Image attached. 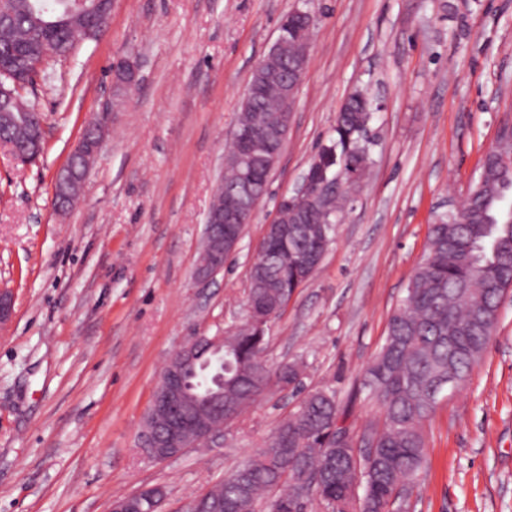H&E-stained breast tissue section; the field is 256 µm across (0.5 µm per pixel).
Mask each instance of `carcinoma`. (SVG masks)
<instances>
[{
	"instance_id": "obj_1",
	"label": "carcinoma",
	"mask_w": 512,
	"mask_h": 512,
	"mask_svg": "<svg viewBox=\"0 0 512 512\" xmlns=\"http://www.w3.org/2000/svg\"><path fill=\"white\" fill-rule=\"evenodd\" d=\"M7 21L0 26V60L27 55L40 42L57 54H70L83 30L76 22L97 14L95 0H0ZM281 105L272 87L264 88L251 111L271 112ZM15 121L0 129L9 141L30 134L21 113L35 103L15 100ZM372 102L352 94L336 117V147L330 160L343 179L371 161L373 144L360 135L361 114ZM327 145V146H329ZM327 146L319 153L327 155ZM512 192V146L488 151L477 181L462 208L438 214L430 225L426 254L414 271L401 304L391 313L384 344L363 375V388L381 407L379 422L368 428L375 456H364L348 430L336 426L339 410L334 394L309 391L285 417L255 455L216 485L224 495V512H258L264 496L275 492L270 512H289L288 501L308 486L309 474L321 481L312 497L325 512H392L397 486L413 479L424 460L422 425L435 412L448 379L463 385L482 357L498 320L502 295L512 288V216L505 210ZM342 211L313 216L311 224H290L288 233L264 240L254 273L248 277L253 308L279 311L307 281L303 258L320 257L333 240ZM264 336L248 324L224 334V353H207L189 382L206 391L217 374L224 375V401L242 415L275 385L302 387L299 364L270 371L261 354Z\"/></svg>"
}]
</instances>
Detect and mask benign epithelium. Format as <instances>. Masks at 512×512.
<instances>
[{
	"instance_id": "obj_1",
	"label": "benign epithelium",
	"mask_w": 512,
	"mask_h": 512,
	"mask_svg": "<svg viewBox=\"0 0 512 512\" xmlns=\"http://www.w3.org/2000/svg\"><path fill=\"white\" fill-rule=\"evenodd\" d=\"M288 22H282L279 34L268 53L256 64L243 97V106L252 105L251 94L266 86L270 80L279 85L281 98L288 107L281 116L273 119L265 114H255L244 127H238L232 136L235 146L225 154V169L241 175L242 185L224 194H215L211 201L202 248L195 265L194 280L206 284L224 269V253L236 251L242 234H224V225L251 223L262 195L254 187L270 178L282 152L291 112L298 87L304 76L311 40L306 38L288 44ZM14 87L0 84V114L8 116V106L15 99L13 89L26 84L31 76L26 60L13 63ZM122 89L127 91L138 82V64L131 58L120 60ZM112 123V113L101 112L89 119L81 140L71 152L67 162L59 169L54 182L55 210L65 213L70 209L72 191H82L89 167L77 169L79 157L86 151L99 154L102 140ZM0 149L10 156L13 164L28 167L35 163L44 150L43 139L34 138L24 146L6 143L0 139ZM357 181L347 182L342 177L328 175L313 157L309 172L304 174L295 193L284 196L278 203L274 220L266 225V231L275 235L288 230L290 224H307L315 212L322 214L336 210L340 198H349L356 191ZM199 337L191 336L177 347L166 360L161 372L163 382L155 390L147 409L138 441L144 453L156 460L177 458L191 448L207 446L223 435L224 426L234 418L224 413V392L205 395L192 393L187 387L186 375L197 361Z\"/></svg>"
}]
</instances>
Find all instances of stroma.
Listing matches in <instances>:
<instances>
[{"label": "stroma", "mask_w": 512, "mask_h": 512, "mask_svg": "<svg viewBox=\"0 0 512 512\" xmlns=\"http://www.w3.org/2000/svg\"><path fill=\"white\" fill-rule=\"evenodd\" d=\"M311 49L267 195L206 286L195 267L252 70L295 9ZM137 85L67 214L54 177L89 115L112 105L111 67ZM37 164L0 150V512H109L164 486L181 512L243 464L300 394L271 388L219 445L164 462L138 446L171 353L246 317L249 267L279 199L300 183L360 91L376 109L371 163L307 284L268 330L271 367L302 362L304 390L335 393L353 436L380 418L359 390L422 261L436 213L461 203L512 124V0H113L107 29L45 64ZM426 457L402 512H512V290L464 385L423 425Z\"/></svg>", "instance_id": "stroma-1"}]
</instances>
